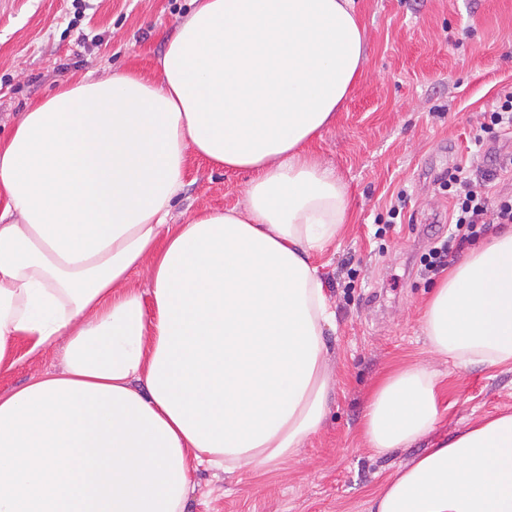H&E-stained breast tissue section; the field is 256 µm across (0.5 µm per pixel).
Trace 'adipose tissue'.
I'll list each match as a JSON object with an SVG mask.
<instances>
[{
    "label": "adipose tissue",
    "instance_id": "obj_1",
    "mask_svg": "<svg viewBox=\"0 0 512 512\" xmlns=\"http://www.w3.org/2000/svg\"><path fill=\"white\" fill-rule=\"evenodd\" d=\"M159 61L64 85L0 141V512H185L201 470L292 458L330 397L317 253L348 190L313 152L361 79L354 0H193ZM249 172L243 206L170 223L189 157ZM151 265V290L130 288ZM433 352L512 365V225L426 303ZM437 376L392 369L362 433L383 456L444 418ZM368 512H512V412L430 443ZM64 340L58 342L51 349L25 355L28 347L21 343L18 346L17 364L9 372H0V392H6L27 384L32 378L47 371L59 370L61 368V354Z\"/></svg>",
    "mask_w": 512,
    "mask_h": 512
}]
</instances>
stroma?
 <instances>
[{
  "mask_svg": "<svg viewBox=\"0 0 512 512\" xmlns=\"http://www.w3.org/2000/svg\"><path fill=\"white\" fill-rule=\"evenodd\" d=\"M191 0H0V137L61 83L158 60ZM366 28L363 77L314 149L349 193L343 233L316 257L334 326L333 391L319 431L294 458L255 473L203 471L190 512H367L370 493L424 443L376 455L362 437L367 398L391 366L435 373L448 411L431 440L480 416L512 411V366H461L432 353L424 306L438 284L420 258L446 239L442 182L468 163L470 132L512 92V0H356ZM248 177L190 159L174 224L243 205ZM0 372V392L61 367V346Z\"/></svg>",
  "mask_w": 512,
  "mask_h": 512,
  "instance_id": "35a3bbf8",
  "label": "stroma"
}]
</instances>
